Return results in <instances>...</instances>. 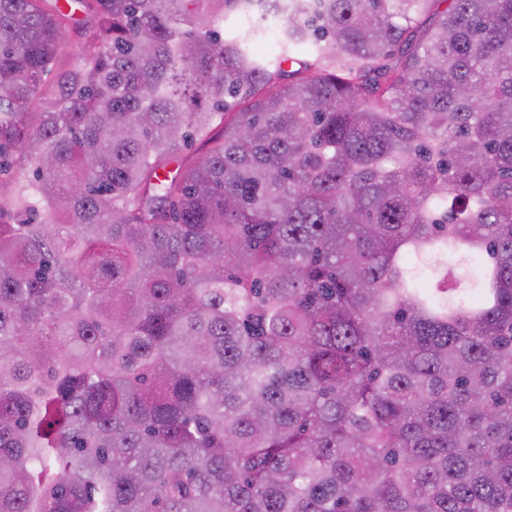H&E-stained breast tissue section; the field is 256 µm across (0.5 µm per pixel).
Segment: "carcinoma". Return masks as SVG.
<instances>
[{
    "instance_id": "carcinoma-1",
    "label": "carcinoma",
    "mask_w": 512,
    "mask_h": 512,
    "mask_svg": "<svg viewBox=\"0 0 512 512\" xmlns=\"http://www.w3.org/2000/svg\"><path fill=\"white\" fill-rule=\"evenodd\" d=\"M3 170L0 512H512V0H0Z\"/></svg>"
}]
</instances>
